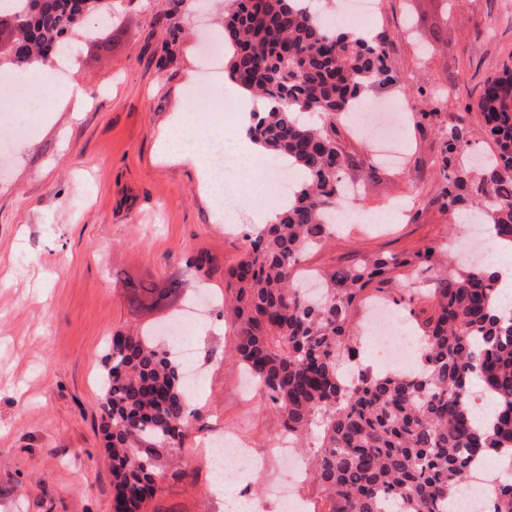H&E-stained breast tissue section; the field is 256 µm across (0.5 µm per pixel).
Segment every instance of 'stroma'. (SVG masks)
<instances>
[{
    "label": "stroma",
    "mask_w": 512,
    "mask_h": 512,
    "mask_svg": "<svg viewBox=\"0 0 512 512\" xmlns=\"http://www.w3.org/2000/svg\"><path fill=\"white\" fill-rule=\"evenodd\" d=\"M220 0H112L96 40L75 38L77 60L59 86L53 111L42 113L33 134L0 155V512H113L112 461L101 422L103 347L112 333L164 322L166 313L134 311L123 278L163 282L186 260L204 252L214 259L197 292L227 297L224 269L244 248V235L266 201V158L234 169L247 190L240 207L219 221L204 198L191 164L160 146L162 131L178 110L197 106L226 140L243 143V114L217 113L192 103L204 37L199 17L220 11ZM173 20H166L168 9ZM414 15L416 38L402 36ZM493 29H486V20ZM182 29L178 42L169 22ZM338 27L396 35L395 87L365 89V102L406 99L419 109L420 88L457 77V94L444 104L459 111L469 87L512 60V0H461L443 17L438 0H376L369 16L337 17ZM81 96V111L67 99ZM406 165L382 168L355 210L367 216L350 224L304 265L316 272L353 264L377 253L410 254L427 245L466 239L469 227L450 225L430 203L439 177L416 170L430 141L404 128ZM418 210L407 220L403 209ZM207 358L191 389L192 429L181 451V478L164 479L147 512H214L211 462L200 453L213 424L242 432L262 461L263 482L236 475L263 512H281L269 478L287 476L272 451L280 419L260 389L245 391L232 356L231 323L210 318L189 337Z\"/></svg>",
    "instance_id": "obj_1"
}]
</instances>
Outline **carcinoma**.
Instances as JSON below:
<instances>
[{"label":"carcinoma","instance_id":"1","mask_svg":"<svg viewBox=\"0 0 512 512\" xmlns=\"http://www.w3.org/2000/svg\"><path fill=\"white\" fill-rule=\"evenodd\" d=\"M7 2L0 31H9L11 46L0 49V60L26 68L46 62L69 33L105 13L99 0ZM219 35L229 79L269 105L251 113L248 138L302 174L276 221L245 234L240 259L224 272L236 359L265 391L288 439L314 445L310 477L328 512H448L473 456H512V316L498 314V275L489 263L453 265L441 244L330 270L317 298L296 273L336 233L330 214L352 185L377 178L372 162L346 150L341 116L365 87L397 83L393 39L338 33L309 0H230ZM455 93L452 82L436 88L433 106L412 116L414 133L437 147L431 165L441 183L432 202L456 216L485 215L497 239L511 244L512 66L487 78L462 111H441ZM477 127L491 157L478 168L467 160ZM211 267V257L199 253L162 285L149 278L124 284L132 304L167 308L172 317L189 302L193 272ZM404 267L434 281L433 304L418 323V368L352 382L341 368L360 356L354 318L364 295L383 293L418 317L413 298L395 287L394 272ZM160 340L156 327L114 332L103 355L101 431L112 450L115 512H143L188 436L185 368ZM480 395L491 403L484 417L472 405ZM488 498L489 512H512V482L491 479Z\"/></svg>","mask_w":512,"mask_h":512}]
</instances>
